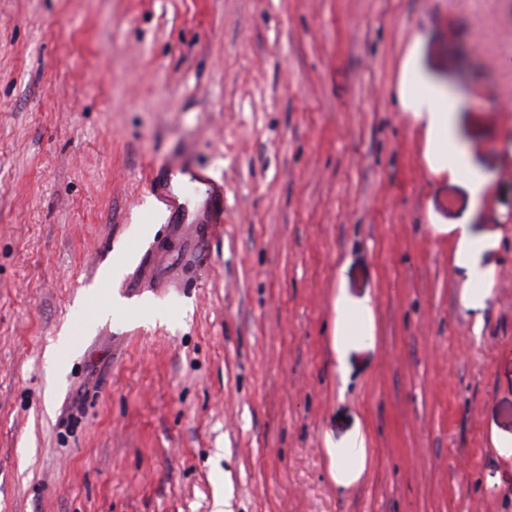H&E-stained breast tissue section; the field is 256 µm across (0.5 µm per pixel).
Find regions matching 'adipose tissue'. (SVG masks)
<instances>
[{
    "instance_id": "1",
    "label": "adipose tissue",
    "mask_w": 512,
    "mask_h": 512,
    "mask_svg": "<svg viewBox=\"0 0 512 512\" xmlns=\"http://www.w3.org/2000/svg\"><path fill=\"white\" fill-rule=\"evenodd\" d=\"M418 116L424 123V130L429 149L432 151L437 165L445 171L455 173L460 169H468L469 188L472 195H480L485 186L484 176L475 169H469L467 159L462 154L455 152L451 143L452 113L445 108L437 106L433 95H426L418 99L416 103ZM455 259L458 265L468 270L471 282L476 283L477 288L470 292L468 304L471 308H482L488 292L484 284L488 273L483 269L478 258L485 249L486 243L475 236L469 224L456 225Z\"/></svg>"
}]
</instances>
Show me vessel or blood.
Segmentation results:
<instances>
[{
    "label": "vessel or blood",
    "mask_w": 512,
    "mask_h": 512,
    "mask_svg": "<svg viewBox=\"0 0 512 512\" xmlns=\"http://www.w3.org/2000/svg\"><path fill=\"white\" fill-rule=\"evenodd\" d=\"M149 187L168 223H184L189 215V201L195 196L204 199L198 223L224 221V185L202 171L183 170L168 159L157 166Z\"/></svg>",
    "instance_id": "vessel-or-blood-1"
}]
</instances>
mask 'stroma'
Here are the masks:
<instances>
[{
  "label": "stroma",
  "instance_id": "obj_1",
  "mask_svg": "<svg viewBox=\"0 0 512 512\" xmlns=\"http://www.w3.org/2000/svg\"><path fill=\"white\" fill-rule=\"evenodd\" d=\"M172 151L222 226L156 214ZM510 440L512 0H0V512H512ZM436 98L433 95H426L417 100L416 107L419 112L417 116L424 123V130L427 138L428 148L432 151L437 165L450 174H455L466 167L469 171V188L474 197H478L485 186L484 176L472 167L469 161L458 153L452 143L453 115L451 105L455 100L448 96V112L441 106H436ZM448 152L451 153L448 155ZM454 229L456 230L455 259L457 264L469 271L472 283L485 284L488 273L479 265L478 258L487 247V243L475 236L470 229V224L465 221L455 224ZM337 308L339 311V318L336 323L335 329V343L336 352L339 356L352 345L355 341L349 339L352 335H368L370 326L367 321V313L369 308L365 305L350 301L348 299H338ZM355 322L358 328L361 329L359 333L351 330V324Z\"/></svg>",
  "mask_w": 512,
  "mask_h": 512
}]
</instances>
